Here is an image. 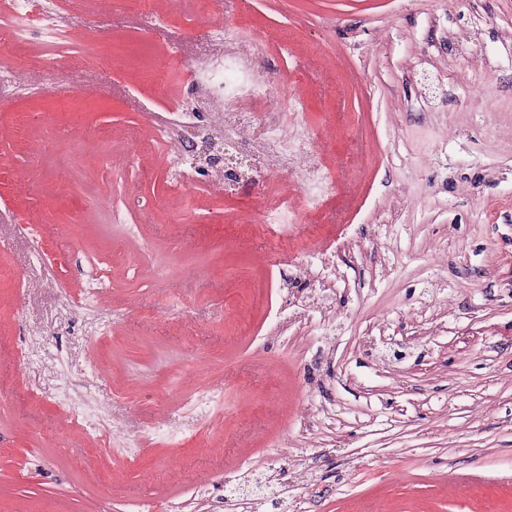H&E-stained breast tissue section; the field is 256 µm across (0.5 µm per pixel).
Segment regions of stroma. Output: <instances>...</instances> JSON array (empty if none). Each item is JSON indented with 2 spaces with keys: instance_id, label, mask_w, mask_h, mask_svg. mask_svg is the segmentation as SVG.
<instances>
[{
  "instance_id": "1",
  "label": "stroma",
  "mask_w": 512,
  "mask_h": 512,
  "mask_svg": "<svg viewBox=\"0 0 512 512\" xmlns=\"http://www.w3.org/2000/svg\"><path fill=\"white\" fill-rule=\"evenodd\" d=\"M60 7L64 39L0 48L19 90L0 98V512H224L253 476L302 512H512V0H166L149 22L140 0ZM224 53L294 75L295 103L240 96L252 172L228 193L200 170L172 196L189 143L159 155L150 134L188 104L221 119L191 65ZM71 138L82 155L39 149ZM283 188L277 252L259 220ZM92 250L119 276L67 313L41 264L81 285ZM25 344L43 377L90 380L132 460L116 483L17 392ZM200 362L223 408L163 445L151 431L191 422ZM209 445L234 454L175 474Z\"/></svg>"
}]
</instances>
